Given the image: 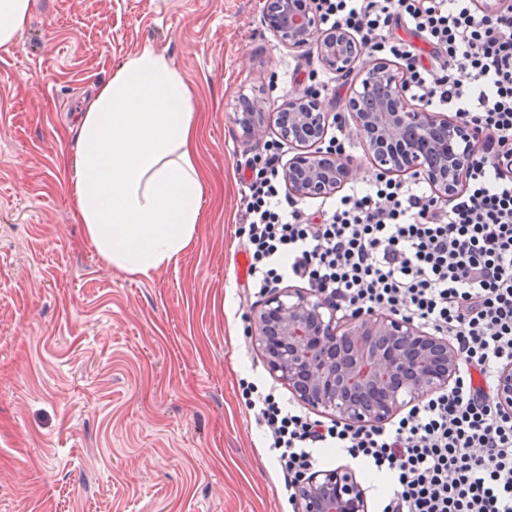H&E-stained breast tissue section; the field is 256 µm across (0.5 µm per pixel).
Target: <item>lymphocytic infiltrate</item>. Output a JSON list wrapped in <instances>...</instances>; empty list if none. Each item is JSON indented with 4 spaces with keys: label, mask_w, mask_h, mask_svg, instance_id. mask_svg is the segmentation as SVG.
<instances>
[{
    "label": "lymphocytic infiltrate",
    "mask_w": 512,
    "mask_h": 512,
    "mask_svg": "<svg viewBox=\"0 0 512 512\" xmlns=\"http://www.w3.org/2000/svg\"><path fill=\"white\" fill-rule=\"evenodd\" d=\"M317 10L491 149L452 200L422 177L379 174L313 209L283 196L277 157L265 156L242 198L246 286L259 295L299 280L343 310L407 318L452 341L459 372L381 427L310 419L251 382L246 404L285 490L336 450L386 478L380 512H512V414L495 401L497 371L512 362V0L492 14L478 0H317Z\"/></svg>",
    "instance_id": "lymphocytic-infiltrate-1"
}]
</instances>
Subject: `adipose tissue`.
<instances>
[{"mask_svg":"<svg viewBox=\"0 0 512 512\" xmlns=\"http://www.w3.org/2000/svg\"><path fill=\"white\" fill-rule=\"evenodd\" d=\"M192 94L146 47L100 84L78 117L73 218L101 260L149 280L193 244L204 186Z\"/></svg>","mask_w":512,"mask_h":512,"instance_id":"adipose-tissue-1","label":"adipose tissue"}]
</instances>
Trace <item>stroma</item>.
I'll use <instances>...</instances> for the list:
<instances>
[{"mask_svg": "<svg viewBox=\"0 0 512 512\" xmlns=\"http://www.w3.org/2000/svg\"><path fill=\"white\" fill-rule=\"evenodd\" d=\"M263 0H31L0 50V512H294L240 380L288 396L247 335L241 98L275 114L326 75ZM151 47L189 85L205 205L153 279L103 263L72 217L74 117Z\"/></svg>", "mask_w": 512, "mask_h": 512, "instance_id": "1", "label": "stroma"}]
</instances>
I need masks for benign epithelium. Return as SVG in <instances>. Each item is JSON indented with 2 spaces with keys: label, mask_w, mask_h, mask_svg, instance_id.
<instances>
[{
  "label": "benign epithelium",
  "mask_w": 512,
  "mask_h": 512,
  "mask_svg": "<svg viewBox=\"0 0 512 512\" xmlns=\"http://www.w3.org/2000/svg\"><path fill=\"white\" fill-rule=\"evenodd\" d=\"M263 21L290 50L307 48L327 70H354L355 39L326 29L313 0H266ZM362 91L346 103L373 166L389 175H423L452 199L482 135L453 116L409 103L403 76L376 61ZM279 136L297 153L282 166L288 195L328 197L352 179L354 160L326 144L339 116L315 90L295 94L277 113ZM247 141L266 137V113L236 112ZM252 344L269 372L304 407L354 428L380 427L410 404L450 386L459 358L446 336L389 314L336 317V306L313 288H276L250 315ZM498 407L512 412V362L496 376ZM295 512H369L366 489L349 466L312 470L295 486Z\"/></svg>",
  "instance_id": "7a95c632"
}]
</instances>
